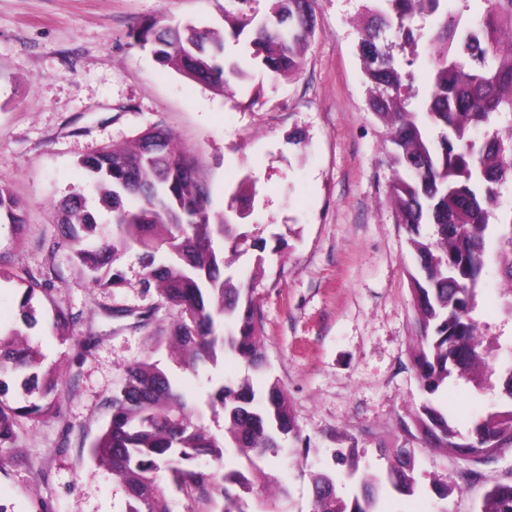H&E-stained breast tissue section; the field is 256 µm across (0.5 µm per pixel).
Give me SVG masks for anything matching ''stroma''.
I'll list each match as a JSON object with an SVG mask.
<instances>
[{
    "label": "stroma",
    "instance_id": "stroma-1",
    "mask_svg": "<svg viewBox=\"0 0 512 512\" xmlns=\"http://www.w3.org/2000/svg\"><path fill=\"white\" fill-rule=\"evenodd\" d=\"M367 4L315 0L316 32L299 74L254 71L220 95L158 63L131 33L151 16L221 32L239 0H0V185L25 203L28 224L22 234L0 224V260L14 271L54 266L53 298H35L37 311L60 304L78 317L79 334L96 339L80 357L68 340L29 335L56 367L61 397L57 415L28 423L14 447L0 450V504L9 512H32L34 490L51 512H126L121 484L89 446L110 417L107 397L134 362L160 361L199 403L211 380L248 373L227 356L194 375L156 349L155 332L174 313L145 291L138 250L121 260L122 284L101 289L69 249L43 247L60 235V202L91 193L80 157L155 125L196 154L214 210L252 176L249 231L285 240L265 251L254 298L270 372L288 394L299 437L257 460L248 512H262L270 495L279 512H312V476L335 448L358 449L375 470L387 466L380 448L413 449L417 492L387 489L380 512H479L489 487L512 480V450L472 477L405 430L427 401L466 428L490 396L462 378L430 395L415 376V258L388 199L383 127L367 108L358 27ZM475 316L486 338L501 343L499 363L511 361L512 318L496 265L483 272ZM436 482L454 493L438 499Z\"/></svg>",
    "mask_w": 512,
    "mask_h": 512
}]
</instances>
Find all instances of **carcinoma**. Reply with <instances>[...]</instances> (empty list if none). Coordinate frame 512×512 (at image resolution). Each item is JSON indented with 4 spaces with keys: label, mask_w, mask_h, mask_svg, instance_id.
<instances>
[{
    "label": "carcinoma",
    "mask_w": 512,
    "mask_h": 512,
    "mask_svg": "<svg viewBox=\"0 0 512 512\" xmlns=\"http://www.w3.org/2000/svg\"><path fill=\"white\" fill-rule=\"evenodd\" d=\"M313 0H270L267 14L239 11L225 19L229 35L193 25L171 27L158 17L132 33L134 43L150 48L157 62L217 92L246 76L243 65L286 78L296 74L315 32ZM360 28L359 50L369 84L368 107L385 130V154L394 172L389 199L418 258L413 278L420 342L414 366L421 388L435 393L456 374L480 386L493 351L472 313L484 268L500 264L512 284V209L500 210L501 188L512 182V0H461L448 11L447 0H378ZM413 65L425 50L432 74L425 90L403 71L393 45ZM421 98L416 112L412 100ZM483 126V138L473 136ZM79 164L96 191L94 202L82 195L66 200L61 237L76 264L99 288L122 281L119 263L134 246L140 251L143 283L157 290L176 311L160 330L158 347L193 372L216 363L218 354L242 359L265 372L261 311L251 283L262 271L265 242L253 244L251 275L230 273L224 256L240 254L241 232L249 211L232 198L227 209L211 207V189L195 155L173 146L168 129L155 126L128 147L102 148ZM111 214L103 234L99 209ZM0 224L18 232L25 226L24 204L0 185ZM434 227L433 238L420 226ZM24 290L18 308L22 324L37 325L32 300H51L59 274L54 268L22 269L12 274ZM76 317L55 306L49 332L72 341L83 354L91 338L75 335ZM20 329H0V447H11L38 418L58 413L61 395L56 375L42 369L30 347L13 342ZM20 378L38 399L21 405L4 400V378ZM502 404L478 416L467 432L432 403L420 406L415 426L424 442L464 462L472 474L512 449V366L502 384ZM111 417L90 446V455L112 470L129 503L127 512H172L171 499L158 479L167 473L194 512H245L242 494L253 482L240 469L225 470L226 449L242 466L276 454L282 437L296 433L288 394L277 380L261 386L245 381L221 384L209 394L207 408L224 414V433L202 425L203 410L157 361L130 365L122 385L108 397ZM390 460L386 478L363 475L359 493L347 502L336 493V473L313 481V512H376L385 485L413 495L415 458L408 448H383ZM355 449L336 448L333 464L358 472ZM207 462L200 463L201 458ZM479 512H512V481L494 484Z\"/></svg>",
    "instance_id": "cac0c4a2"
}]
</instances>
